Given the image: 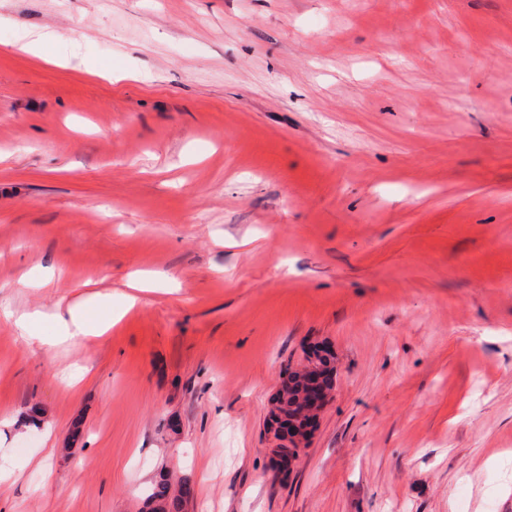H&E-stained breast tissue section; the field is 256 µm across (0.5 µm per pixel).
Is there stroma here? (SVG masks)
<instances>
[{
	"label": "stroma",
	"instance_id": "stroma-1",
	"mask_svg": "<svg viewBox=\"0 0 512 512\" xmlns=\"http://www.w3.org/2000/svg\"><path fill=\"white\" fill-rule=\"evenodd\" d=\"M77 303L117 321L61 342ZM0 468V512L164 471L184 512H512V0H0ZM55 36L50 32H40L37 34L23 33L18 36L15 47L19 52L27 54L40 53L43 47ZM321 355L324 357V364L313 357L308 361L304 371L299 373L300 393L296 404L292 407L297 409L296 414L289 416L288 413V405L293 404L291 401L288 404V392L295 385L293 380L287 377L274 399L270 428L274 434L278 435L281 442L280 447L271 448V465L276 471L281 459L274 450L284 448L279 452L288 453L289 470L299 451L306 447L319 413L332 398L333 387L328 380L333 372L331 356L328 353Z\"/></svg>",
	"mask_w": 512,
	"mask_h": 512
}]
</instances>
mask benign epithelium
<instances>
[{
	"mask_svg": "<svg viewBox=\"0 0 512 512\" xmlns=\"http://www.w3.org/2000/svg\"><path fill=\"white\" fill-rule=\"evenodd\" d=\"M324 362L316 358L308 361V366L299 373L300 393L294 408L296 414L288 413V392L295 381L287 379L274 399L270 416V428L281 442L283 452L288 454V462L292 463L299 451L306 447L313 425L323 408L332 398L333 387L328 377L332 374L331 356L323 354Z\"/></svg>",
	"mask_w": 512,
	"mask_h": 512,
	"instance_id": "1",
	"label": "benign epithelium"
}]
</instances>
